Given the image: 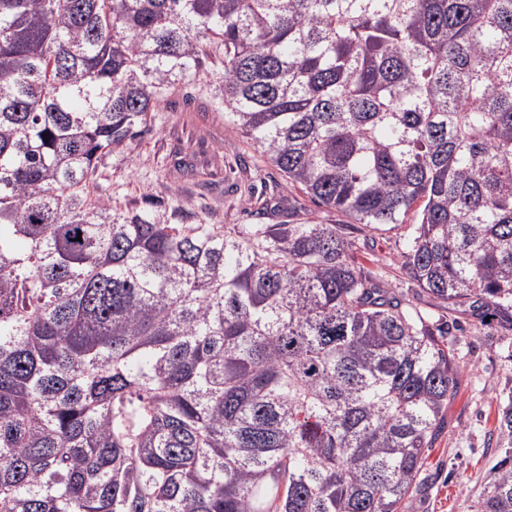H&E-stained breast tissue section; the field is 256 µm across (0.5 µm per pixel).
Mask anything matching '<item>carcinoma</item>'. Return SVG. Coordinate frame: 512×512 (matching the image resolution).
Listing matches in <instances>:
<instances>
[{
  "label": "carcinoma",
  "instance_id": "cac0c4a2",
  "mask_svg": "<svg viewBox=\"0 0 512 512\" xmlns=\"http://www.w3.org/2000/svg\"><path fill=\"white\" fill-rule=\"evenodd\" d=\"M224 52L288 183L512 332V0H0V512H407L460 371L344 224L94 194ZM479 512H512V458Z\"/></svg>",
  "mask_w": 512,
  "mask_h": 512
}]
</instances>
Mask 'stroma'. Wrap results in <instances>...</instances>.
Returning a JSON list of instances; mask_svg holds the SVG:
<instances>
[{"mask_svg": "<svg viewBox=\"0 0 512 512\" xmlns=\"http://www.w3.org/2000/svg\"><path fill=\"white\" fill-rule=\"evenodd\" d=\"M221 71L212 57L204 73L178 82L150 112L147 134L102 158L95 193L121 210H153L168 224H348L370 270L404 302L432 311L430 298L399 272L406 225L352 224L292 187L225 117ZM449 338L460 362L457 394L408 512H478L496 463L512 455V436L498 428L512 403V332L472 321Z\"/></svg>", "mask_w": 512, "mask_h": 512, "instance_id": "stroma-1", "label": "stroma"}]
</instances>
